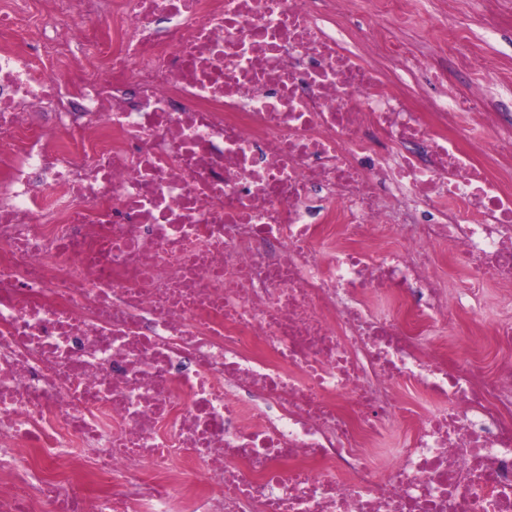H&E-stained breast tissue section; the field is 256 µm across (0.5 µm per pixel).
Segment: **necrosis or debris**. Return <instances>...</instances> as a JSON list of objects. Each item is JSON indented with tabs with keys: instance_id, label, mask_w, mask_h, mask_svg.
I'll list each match as a JSON object with an SVG mask.
<instances>
[{
	"instance_id": "obj_1",
	"label": "necrosis or debris",
	"mask_w": 512,
	"mask_h": 512,
	"mask_svg": "<svg viewBox=\"0 0 512 512\" xmlns=\"http://www.w3.org/2000/svg\"><path fill=\"white\" fill-rule=\"evenodd\" d=\"M426 15L0 0V512H512V120ZM397 35L411 41L418 51L430 57L434 63H448V94L474 92L486 95L492 90L494 104L512 113V89L510 92L500 87L495 73L484 71L461 76L452 70L451 58L448 57L446 60L440 58L445 32L435 20L432 22L422 20L412 29L397 30ZM501 289L496 286L492 281L485 280L481 283L478 294L482 305L485 308L483 319L479 320L480 326L485 332L491 331V324L501 312L500 300ZM469 337L476 341V346L472 350L460 351L457 354V366L462 370L489 372L493 362L499 357L490 336Z\"/></svg>"
}]
</instances>
